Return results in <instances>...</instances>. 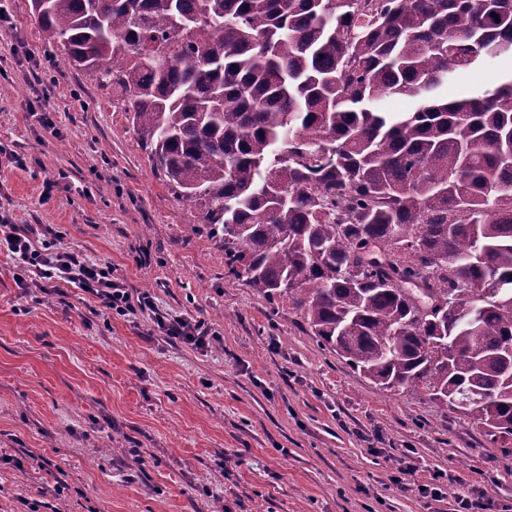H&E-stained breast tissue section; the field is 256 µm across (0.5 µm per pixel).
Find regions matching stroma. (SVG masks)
<instances>
[{
  "label": "stroma",
  "instance_id": "35a3bbf8",
  "mask_svg": "<svg viewBox=\"0 0 512 512\" xmlns=\"http://www.w3.org/2000/svg\"><path fill=\"white\" fill-rule=\"evenodd\" d=\"M30 0H0V209L149 293L120 317L66 284L18 287L0 252V512H448L392 481L512 505V459L482 428L409 391L387 395L311 336L291 301L228 275L140 145L128 113L48 41ZM52 69L39 101L32 59ZM25 160L9 163L8 153ZM61 183L42 199L49 178ZM204 322L197 347L156 316ZM400 475L402 476H396L393 479V482L396 485L400 486L401 490H413V487L411 484H413L418 494L425 498H431L435 501H443L446 498V493L444 492L445 486H448V484H444L442 481L446 475V473L438 472L434 473L430 479L425 481L423 484H418L414 480L411 482L406 476L414 477L416 473V469L413 467H407L405 469H399L398 470ZM421 487H424V490H421Z\"/></svg>",
  "mask_w": 512,
  "mask_h": 512
}]
</instances>
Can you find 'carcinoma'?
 <instances>
[{"instance_id":"cac0c4a2","label":"carcinoma","mask_w":512,"mask_h":512,"mask_svg":"<svg viewBox=\"0 0 512 512\" xmlns=\"http://www.w3.org/2000/svg\"><path fill=\"white\" fill-rule=\"evenodd\" d=\"M224 249L383 392L512 453V0H43ZM506 76L454 100L485 61ZM401 96L409 112L382 102Z\"/></svg>"}]
</instances>
